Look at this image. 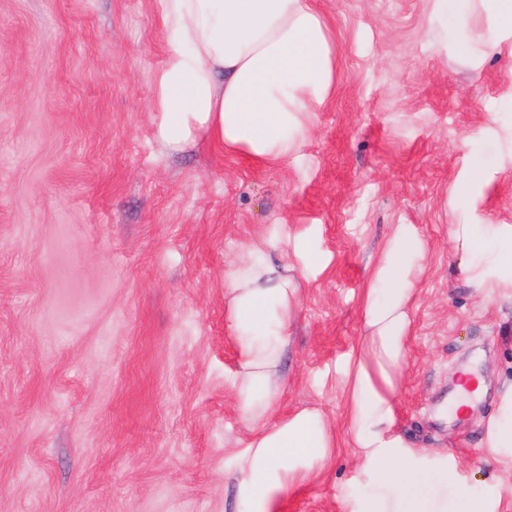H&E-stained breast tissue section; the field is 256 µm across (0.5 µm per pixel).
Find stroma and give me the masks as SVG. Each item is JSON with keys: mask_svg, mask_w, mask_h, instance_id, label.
<instances>
[{"mask_svg": "<svg viewBox=\"0 0 512 512\" xmlns=\"http://www.w3.org/2000/svg\"><path fill=\"white\" fill-rule=\"evenodd\" d=\"M316 6L334 89L297 155L271 167L208 140L161 149L156 0H0V512H239L224 272L283 237L319 262L278 408H321L335 445L273 512H353L366 484L342 367L397 224L427 251L396 431L512 512V457L485 443L512 391V288H472L450 239L454 224L512 225V31L443 51L430 0ZM475 157L486 174L460 207ZM473 359L486 385L473 417L438 419Z\"/></svg>", "mask_w": 512, "mask_h": 512, "instance_id": "stroma-1", "label": "stroma"}]
</instances>
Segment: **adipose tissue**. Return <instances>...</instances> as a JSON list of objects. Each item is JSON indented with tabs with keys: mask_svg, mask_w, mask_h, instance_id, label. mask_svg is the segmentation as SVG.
<instances>
[{
	"mask_svg": "<svg viewBox=\"0 0 512 512\" xmlns=\"http://www.w3.org/2000/svg\"><path fill=\"white\" fill-rule=\"evenodd\" d=\"M431 21L465 32L480 8L490 29H512V0H431ZM170 50L149 79L160 119L156 139L170 154L199 139L228 153L279 165L311 134L310 114L333 84L334 40L314 0H157ZM451 242L477 288H512V225L455 224ZM426 244L395 225L372 268L363 300L366 334L345 363L353 448L368 479L355 512H495L492 499L460 480L453 460L415 449L398 435L396 395L408 355L409 305ZM245 250L224 274L226 320L237 347L231 378L249 441L239 461L242 512H271L276 495L305 482L333 446L324 414H279L282 362L299 301L298 265Z\"/></svg>",
	"mask_w": 512,
	"mask_h": 512,
	"instance_id": "obj_1",
	"label": "adipose tissue"
}]
</instances>
